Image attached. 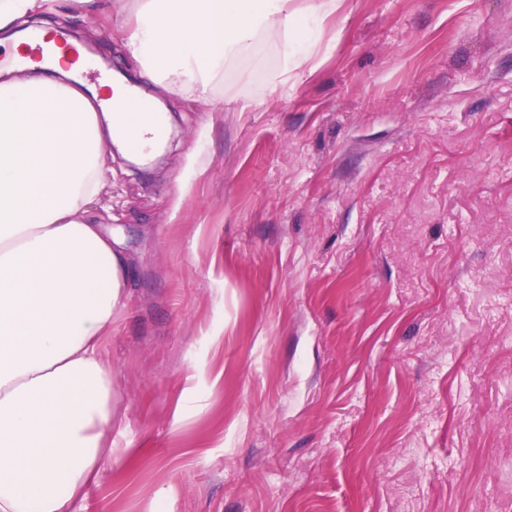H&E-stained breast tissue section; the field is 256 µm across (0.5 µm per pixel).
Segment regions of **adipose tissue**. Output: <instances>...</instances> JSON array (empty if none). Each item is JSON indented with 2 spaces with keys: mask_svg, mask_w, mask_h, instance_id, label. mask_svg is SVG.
<instances>
[{
  "mask_svg": "<svg viewBox=\"0 0 512 512\" xmlns=\"http://www.w3.org/2000/svg\"><path fill=\"white\" fill-rule=\"evenodd\" d=\"M342 0H137L120 31L128 55L162 87L205 95L225 61L257 34L283 38L303 69L314 31ZM54 0H0V41L46 16ZM0 83V512H76L89 484L119 457L112 365L100 351L129 300L130 261L101 225L81 217L102 179L103 138L131 135L117 109L98 118L61 63H26Z\"/></svg>",
  "mask_w": 512,
  "mask_h": 512,
  "instance_id": "obj_1",
  "label": "adipose tissue"
}]
</instances>
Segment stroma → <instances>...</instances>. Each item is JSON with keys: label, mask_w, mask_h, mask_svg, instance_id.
<instances>
[{"label": "stroma", "mask_w": 512, "mask_h": 512, "mask_svg": "<svg viewBox=\"0 0 512 512\" xmlns=\"http://www.w3.org/2000/svg\"><path fill=\"white\" fill-rule=\"evenodd\" d=\"M135 7L64 23L172 127L84 208L138 454L80 512H512V0H343L295 87L262 36L207 105L130 61Z\"/></svg>", "instance_id": "stroma-1"}]
</instances>
